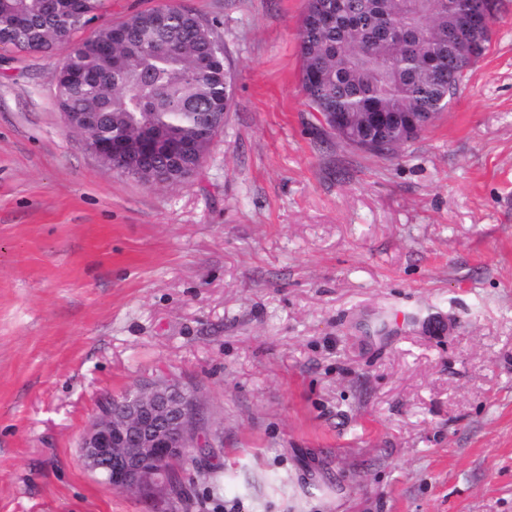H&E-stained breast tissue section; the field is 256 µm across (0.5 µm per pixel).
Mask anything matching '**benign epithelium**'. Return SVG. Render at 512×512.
<instances>
[{
  "mask_svg": "<svg viewBox=\"0 0 512 512\" xmlns=\"http://www.w3.org/2000/svg\"><path fill=\"white\" fill-rule=\"evenodd\" d=\"M497 12L482 3L470 42L478 49L493 30ZM68 131L78 133L91 123L88 116L63 113ZM84 146L106 166L134 174L132 160L152 149L148 143L123 140L112 144L84 141ZM86 469L108 488L177 503L179 465L194 460L199 468L215 455V443L205 426L197 396L178 383L156 382L125 393L116 405L99 409L79 444Z\"/></svg>",
  "mask_w": 512,
  "mask_h": 512,
  "instance_id": "obj_1",
  "label": "benign epithelium"
}]
</instances>
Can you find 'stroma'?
I'll use <instances>...</instances> for the list:
<instances>
[{
    "label": "stroma",
    "instance_id": "obj_1",
    "mask_svg": "<svg viewBox=\"0 0 512 512\" xmlns=\"http://www.w3.org/2000/svg\"><path fill=\"white\" fill-rule=\"evenodd\" d=\"M181 2L236 80L177 186L66 130L68 45L0 48V512H166L79 452L162 378L221 442L188 512H512V0L392 156L305 106V0Z\"/></svg>",
    "mask_w": 512,
    "mask_h": 512
}]
</instances>
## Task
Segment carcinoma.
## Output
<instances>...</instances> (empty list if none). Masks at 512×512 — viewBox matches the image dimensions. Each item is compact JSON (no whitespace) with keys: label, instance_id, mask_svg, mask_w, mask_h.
<instances>
[{"label":"carcinoma","instance_id":"obj_1","mask_svg":"<svg viewBox=\"0 0 512 512\" xmlns=\"http://www.w3.org/2000/svg\"><path fill=\"white\" fill-rule=\"evenodd\" d=\"M105 0H0V46L42 52L70 45L55 73L63 112H92L97 125L84 135L134 139L152 130L179 149L144 158V181L178 184L190 178L209 135L234 104V73L227 56L209 58L221 41L219 22L179 5L159 19L136 12L76 41L99 18ZM477 0H306L298 40L301 89L309 111L326 125L341 118L353 137L371 129L368 112L387 113L386 124L407 116L430 124L452 97L448 84L466 71L458 39ZM409 29L405 44L378 37Z\"/></svg>","mask_w":512,"mask_h":512}]
</instances>
